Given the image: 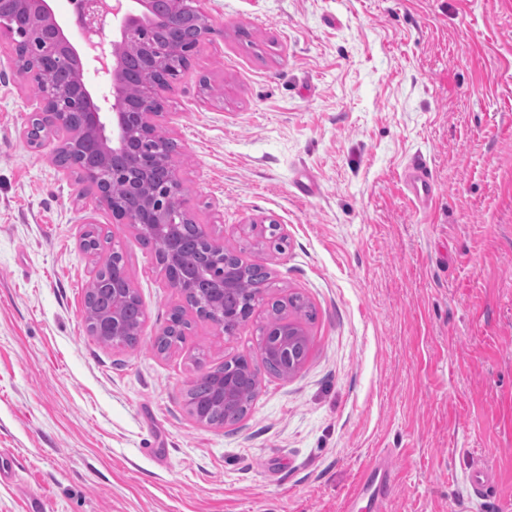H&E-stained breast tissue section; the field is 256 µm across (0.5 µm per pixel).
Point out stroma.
<instances>
[{
	"label": "stroma",
	"mask_w": 512,
	"mask_h": 512,
	"mask_svg": "<svg viewBox=\"0 0 512 512\" xmlns=\"http://www.w3.org/2000/svg\"><path fill=\"white\" fill-rule=\"evenodd\" d=\"M215 28L165 101L187 210L268 292L300 296L303 367L262 373L236 424L192 416L199 376L260 359L267 305L234 335L194 320L153 252L52 146L0 44V450L20 466L0 512H346L379 453L389 512H512V0H210ZM210 91H202L201 80ZM435 181L424 220L404 184ZM312 181V194L301 193ZM277 223L284 252L234 225ZM120 246L144 322L135 346L91 336L85 291ZM497 489L469 500L473 468ZM404 183L418 206L427 215L433 200V185L429 166L420 154L413 155L405 166Z\"/></svg>",
	"instance_id": "1"
}]
</instances>
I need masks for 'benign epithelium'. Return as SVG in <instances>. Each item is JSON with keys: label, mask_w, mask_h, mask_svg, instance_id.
Segmentation results:
<instances>
[{"label": "benign epithelium", "mask_w": 512, "mask_h": 512, "mask_svg": "<svg viewBox=\"0 0 512 512\" xmlns=\"http://www.w3.org/2000/svg\"><path fill=\"white\" fill-rule=\"evenodd\" d=\"M207 3L208 0H112L109 6L104 0H78L84 29L99 38V54L95 57L99 71L108 75L106 81L112 88V98L105 97L99 102L85 82L86 63L81 61L79 51L67 38L65 26L57 19L51 0H0V39H7L11 49H16L18 33L14 15L23 9L31 20L29 37L39 46V54L32 64L25 66L17 61L15 65L23 82L41 86L39 106L33 114L45 117L47 121L43 131L35 136L31 125L23 126L22 136L34 147L42 146L54 133H62L74 143L82 136L87 137L98 165L82 167L84 189L112 211L117 223L131 225L140 235L172 236L176 233V221L164 217L159 207L151 205L147 192L153 181L164 173L167 198L179 206L183 201L182 183L174 174L171 161H166L165 168H159L153 157L141 152L139 143L153 137L156 123L165 117V113L154 111L160 92L174 90L189 69L199 45L213 33ZM150 11L167 14L170 27L175 31L181 25V16L191 13L201 23L196 42L179 46L157 43L147 24ZM131 42L137 43L142 50L133 64L123 54ZM56 65L72 69L74 81L69 87L59 88L50 81V70ZM134 74L138 76V95L127 101L124 99V82ZM130 163L139 168V175L130 186L138 205L118 207L112 204V195L99 188L98 183L110 181L118 175L119 169ZM196 236L207 250L208 261L177 278L174 275L175 252L171 251L160 258V273L166 285L179 284L178 291L197 316L209 320L227 335L229 329L251 316L255 304L262 300V289H255L241 310L225 314L224 300L234 296L239 274L252 265L230 252L224 238L211 235L200 225L196 226ZM125 292L119 281L112 282V307L90 323L91 335L98 338L124 335L121 306ZM290 324L291 321L281 315L267 320L260 343L262 367L246 359L239 363L233 359L224 362L225 408L231 409L236 403L230 377L238 369L243 368L257 377L260 370H269L272 362L291 375L303 365L307 351L298 352L292 346Z\"/></svg>", "instance_id": "1"}]
</instances>
